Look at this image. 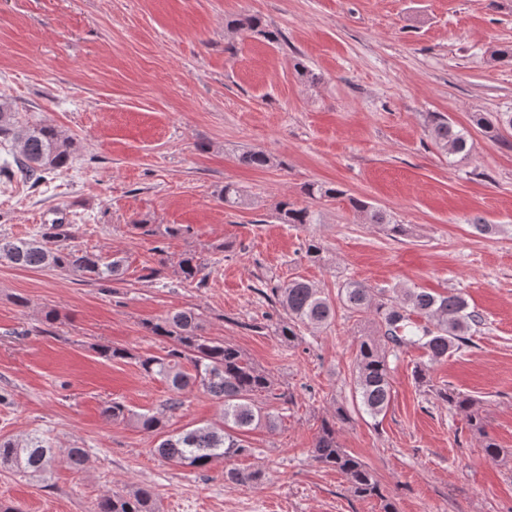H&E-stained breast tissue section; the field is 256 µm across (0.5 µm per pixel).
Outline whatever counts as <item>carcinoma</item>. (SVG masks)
Wrapping results in <instances>:
<instances>
[{
  "label": "carcinoma",
  "instance_id": "1",
  "mask_svg": "<svg viewBox=\"0 0 512 512\" xmlns=\"http://www.w3.org/2000/svg\"><path fill=\"white\" fill-rule=\"evenodd\" d=\"M236 32H251L269 42L278 41L279 33L269 30L262 20L244 15L227 23ZM475 123L493 143L502 142L501 131L512 127L510 112H479ZM426 129L434 145L448 155H466L468 132L454 125L440 112L427 115ZM10 146L15 167L0 165V176H18L37 185L45 175L69 166L74 155L73 141L56 125L43 122L24 124L19 121L12 102L0 98V145ZM239 162L252 168H266L273 159L262 151H246ZM304 194L312 199L334 198L342 191L322 183L304 185ZM245 190L227 183L221 190L224 204L235 206L246 201ZM352 209L368 224L379 225L386 235L399 238L405 235V226L392 214L360 199L349 198ZM275 218L282 224H318L319 214L307 207H298L281 201L275 207ZM52 232L40 239L0 238V262L32 269H52L67 272L94 281L102 287L120 280L122 259L104 262L94 253L63 243L71 236L64 224L51 226ZM184 280L204 285L198 278L199 264L193 254L178 261ZM271 298L288 315V321L279 324L276 335L293 341L296 327H321L336 317V305L353 312L369 313L379 326L382 338L366 335L357 343L353 386L355 398L363 411L381 423L391 400V374L388 357L407 346L424 350L426 361L415 365L413 376L418 384L430 382V367L462 349L470 342L472 326L479 315L468 310V303L460 294H437L421 288H405L393 299L378 296L374 290L356 280L345 282L332 301L323 289L302 279L294 278L270 287ZM152 336L166 337L172 345L163 356H140L137 364L142 374L157 379L171 389L182 392L194 388L215 397L224 406L222 423H205L177 434L164 432L167 414L182 407L177 399H168L159 411L133 413L119 401L112 400L102 407V414L112 421L132 422L141 430L159 437L152 449L160 459L182 467L205 469L217 459H233L251 452L246 433L264 426H277L276 416L258 398L282 399L275 393L270 376L247 362L233 345L211 338L204 333L202 314L187 308L168 314L156 321L143 324ZM437 400L448 405V410L462 413L474 429L483 427V417L475 410L474 400L456 389L443 386L435 390ZM347 420V412L338 408L335 419L322 421L312 448V456L323 467L341 473L350 489L358 497L376 498L381 512H397L393 499L382 488L373 471L357 457L348 453L336 439V422ZM88 460L83 448H53L40 435L23 440H0V466L12 467L29 477L44 481L51 479L61 464L74 472L84 469ZM228 480L258 485L264 479L260 470L227 472ZM93 512H159L157 494L149 486L139 485L113 491L99 498Z\"/></svg>",
  "mask_w": 512,
  "mask_h": 512
}]
</instances>
